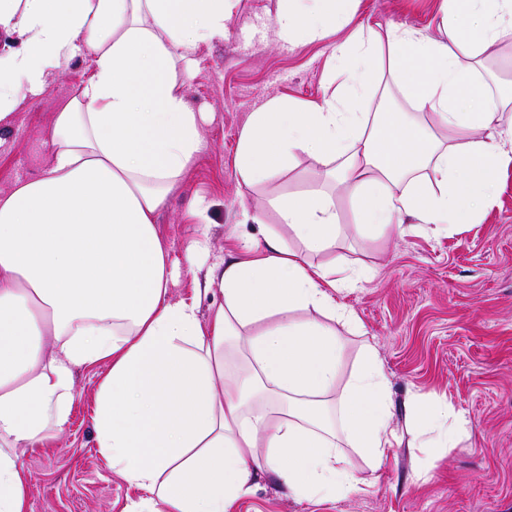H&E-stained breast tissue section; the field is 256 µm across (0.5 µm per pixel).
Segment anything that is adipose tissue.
Wrapping results in <instances>:
<instances>
[{
  "instance_id": "ef3b65f1",
  "label": "adipose tissue",
  "mask_w": 512,
  "mask_h": 512,
  "mask_svg": "<svg viewBox=\"0 0 512 512\" xmlns=\"http://www.w3.org/2000/svg\"><path fill=\"white\" fill-rule=\"evenodd\" d=\"M230 0H0V128L26 96L76 58L91 72L55 115L43 173L0 195V512H30L20 452L63 431L77 368L105 362L97 446L140 496L126 512H229L261 477L292 496L343 497L359 482L350 449L372 469L399 442L394 399L374 347L338 387L356 325L336 299L362 268L311 263L334 249L335 202L312 189L270 206L300 249L273 233L209 270L208 318L174 302L155 224L204 146L177 61L223 39ZM360 0H277L278 38L322 40ZM434 39L374 23L336 45L342 94L267 98L238 137L241 180L259 185L307 156L339 172L366 225L473 224L512 169V95L491 97L482 60L512 37V0H441ZM408 113L368 111L380 72ZM405 424L431 460L470 421L421 390Z\"/></svg>"
}]
</instances>
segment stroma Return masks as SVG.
Instances as JSON below:
<instances>
[{
	"label": "stroma",
	"mask_w": 512,
	"mask_h": 512,
	"mask_svg": "<svg viewBox=\"0 0 512 512\" xmlns=\"http://www.w3.org/2000/svg\"><path fill=\"white\" fill-rule=\"evenodd\" d=\"M440 0H361L356 22L407 24L438 37ZM277 0H234L224 40L200 45L185 81L190 107L204 113L203 150L172 188L157 221L178 275L176 301H191L194 273L186 257L195 241L210 244L208 263L241 255L242 239L258 226L239 222L241 207L257 211L271 232L287 236L268 201L319 187L324 176L308 157L255 187L234 166L238 134L251 112L281 95L318 102L328 94L335 38L289 45L276 33ZM89 72L81 60L53 73L47 91L25 100L0 131V193L41 174L50 161L55 112L77 96ZM343 224L335 251L312 255L316 264L371 267L362 288L339 299L355 313L363 334L345 326V370L364 344L374 345L394 391L396 418L410 390L447 398L471 421L458 448L417 478L414 451L401 443L384 469L353 460L362 479L342 499L300 500L274 480L261 482L233 512H512V171L480 223L405 232L370 224L355 232L343 190L333 193ZM261 223V224H262ZM108 366L80 368L70 422L62 434L19 456L29 478L31 512H124L139 492L112 472L96 443L94 398Z\"/></svg>",
	"instance_id": "35a3bbf8"
}]
</instances>
